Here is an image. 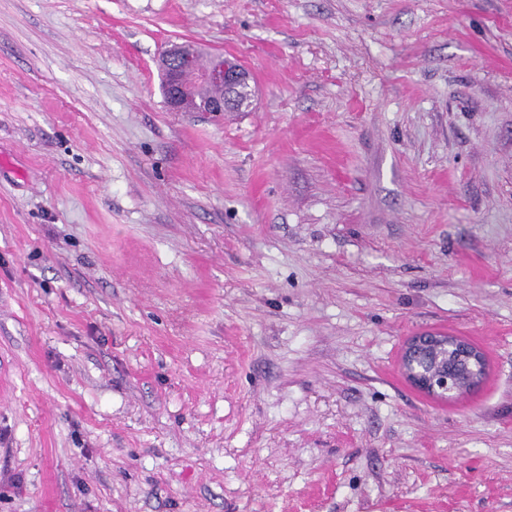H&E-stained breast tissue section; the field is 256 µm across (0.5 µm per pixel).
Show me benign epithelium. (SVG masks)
Instances as JSON below:
<instances>
[{"instance_id": "obj_1", "label": "benign epithelium", "mask_w": 512, "mask_h": 512, "mask_svg": "<svg viewBox=\"0 0 512 512\" xmlns=\"http://www.w3.org/2000/svg\"><path fill=\"white\" fill-rule=\"evenodd\" d=\"M161 70L168 78L167 106L173 112L182 111L183 100L202 89L220 90V94L208 98L211 112L247 104L236 97V92L250 87V74L222 56L215 55L208 67L198 68L191 48L175 44L162 56ZM402 370L418 389L436 398L455 400L481 387L487 366L483 352L462 338L421 335L407 343Z\"/></svg>"}]
</instances>
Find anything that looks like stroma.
I'll return each mask as SVG.
<instances>
[{
    "label": "stroma",
    "mask_w": 512,
    "mask_h": 512,
    "mask_svg": "<svg viewBox=\"0 0 512 512\" xmlns=\"http://www.w3.org/2000/svg\"><path fill=\"white\" fill-rule=\"evenodd\" d=\"M0 512H512V0H0ZM194 62L199 66L191 48L183 44L172 45L162 56L161 70L166 73L170 86L167 106L171 111L182 112L183 100L202 89L221 91L208 98L210 112H224L247 104V100L240 101L236 97V92L250 87L248 71L219 55L213 56L206 68H197ZM453 347L463 368L449 373L446 368L429 369L417 365L416 359L425 350L437 352ZM402 370L408 380L429 395L455 400L477 391L486 375V361L483 352L465 339L456 336L421 335L413 337L406 345L402 356Z\"/></svg>",
    "instance_id": "35a3bbf8"
}]
</instances>
